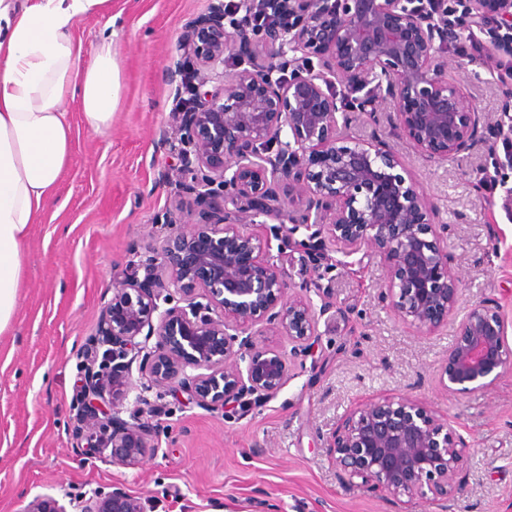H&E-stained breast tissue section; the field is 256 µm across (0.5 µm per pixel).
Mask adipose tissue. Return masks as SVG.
I'll use <instances>...</instances> for the list:
<instances>
[{"label":"adipose tissue","mask_w":512,"mask_h":512,"mask_svg":"<svg viewBox=\"0 0 512 512\" xmlns=\"http://www.w3.org/2000/svg\"><path fill=\"white\" fill-rule=\"evenodd\" d=\"M111 0H0V333L18 308L22 244L55 200L71 156L65 104L80 101L82 122L106 134L120 92L111 36L83 48L81 17Z\"/></svg>","instance_id":"adipose-tissue-1"}]
</instances>
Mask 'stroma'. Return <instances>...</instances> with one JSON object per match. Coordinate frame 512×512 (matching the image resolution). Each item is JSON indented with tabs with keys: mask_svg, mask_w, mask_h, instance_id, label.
Here are the masks:
<instances>
[{
	"mask_svg": "<svg viewBox=\"0 0 512 512\" xmlns=\"http://www.w3.org/2000/svg\"><path fill=\"white\" fill-rule=\"evenodd\" d=\"M212 0H111L108 13L75 27L83 44L110 33L121 95L106 135L87 129L68 102L73 143L56 202L31 225L19 306L0 334V512H23L34 497L60 504L124 485L157 512H512V370L478 391L448 395L441 365L454 329L426 333L399 322L378 301L384 272L357 253L336 266L334 305L319 341L263 406L225 416L164 396L158 450L135 468L105 464L77 447L72 428L82 350L96 331L113 276L130 272L162 229L172 205L159 174L171 163L157 141L174 85L166 68L184 25ZM448 76L485 119L460 156L418 153L389 117H354L349 133L378 136L401 175L429 198L447 225L450 267L461 308L492 301L512 325V76L472 55L465 36L446 48ZM408 394L454 421L469 455L468 493L453 503L346 487L328 448L350 408Z\"/></svg>",
	"mask_w": 512,
	"mask_h": 512,
	"instance_id": "1",
	"label": "stroma"
}]
</instances>
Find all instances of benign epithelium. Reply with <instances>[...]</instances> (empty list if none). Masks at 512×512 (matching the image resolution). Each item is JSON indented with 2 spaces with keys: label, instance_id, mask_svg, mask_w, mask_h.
<instances>
[{
  "label": "benign epithelium",
  "instance_id": "obj_1",
  "mask_svg": "<svg viewBox=\"0 0 512 512\" xmlns=\"http://www.w3.org/2000/svg\"><path fill=\"white\" fill-rule=\"evenodd\" d=\"M275 2L280 26L232 18L216 0L178 37L179 59L167 69L176 84L171 132L162 140L176 163L161 173L176 204L162 215L165 234L147 247L144 278H113L82 353L76 434L104 463L134 468L155 454L147 418L162 407L152 391L231 412L275 396L292 361L318 342L331 298L320 280L340 264L334 253L380 258L381 300L402 322L429 331L456 323L441 369L448 394L477 391L512 367L507 325L491 302L459 315L447 225L431 222L427 199L395 172L384 143L342 132L350 113L373 120L385 103L428 157L470 149L481 112L448 79L441 41L455 27L440 22L447 0ZM490 15L512 20V0H468L471 24ZM229 56L239 67L227 72ZM269 220L277 234L308 231L298 247L310 278L297 283L264 257L268 243L252 226ZM311 291L318 308L302 296ZM260 323L287 337L290 350L262 346ZM330 447L353 486L438 500L467 491L462 436L411 397L349 411ZM76 509L147 512L122 485L80 496ZM25 512L67 510L36 497Z\"/></svg>",
  "mask_w": 512,
  "mask_h": 512
}]
</instances>
